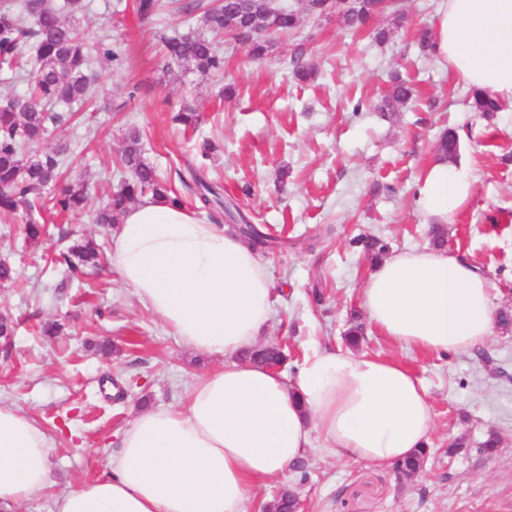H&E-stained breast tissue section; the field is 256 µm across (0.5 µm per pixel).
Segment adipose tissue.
Segmentation results:
<instances>
[{
  "label": "adipose tissue",
  "instance_id": "1",
  "mask_svg": "<svg viewBox=\"0 0 512 512\" xmlns=\"http://www.w3.org/2000/svg\"><path fill=\"white\" fill-rule=\"evenodd\" d=\"M434 56L481 95L512 105V0H446ZM474 193L441 160L418 184L425 221L445 224ZM113 264L138 302L188 348L220 356L173 407L139 409L105 474L67 489L50 512H245L258 481L320 448L389 468L426 448L433 430L423 383L391 358L314 349L292 379L246 359L277 301L265 266L223 226L163 197L130 205ZM496 288L445 247L388 254L361 292L369 323L402 348L466 352L493 336ZM52 439L0 402V512H18L50 485Z\"/></svg>",
  "mask_w": 512,
  "mask_h": 512
}]
</instances>
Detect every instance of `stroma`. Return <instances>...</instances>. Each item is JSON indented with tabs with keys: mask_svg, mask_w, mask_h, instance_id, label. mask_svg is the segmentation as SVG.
<instances>
[{
	"mask_svg": "<svg viewBox=\"0 0 512 512\" xmlns=\"http://www.w3.org/2000/svg\"><path fill=\"white\" fill-rule=\"evenodd\" d=\"M108 2L88 0L79 29L91 44L111 31L125 62L94 59L91 113L53 130L42 149L68 143L67 175L106 189L126 175L119 159L130 131L171 182L210 141L207 179L281 242L261 258L279 295L261 342L284 349L283 375L293 376L310 342L345 348L344 332L358 321L359 352L397 359L429 392L435 428L415 479L314 451L306 470L259 482L247 512H263L285 488L299 512H512V330L451 355L394 346L366 323L360 294L371 266L349 245L359 234L385 238L395 251L430 245L415 189L440 157L442 132L456 130L449 163L470 172L475 192L447 225L446 245L496 284V308L512 303V110L470 111L447 65L420 54L417 31L435 23L445 0H401L404 23L383 16L370 31L304 15L301 0H275L300 12L297 34L279 38L259 61L236 45L224 71L209 76L168 66L163 56L161 34L189 28L182 16L166 9L144 19L130 7L111 29ZM377 28L389 30L386 42L374 41ZM300 42L314 71L305 82L289 66ZM396 74L411 100L384 115L372 111ZM186 107L200 116L189 129L173 120ZM46 220L44 236L29 243L23 214L0 216V260L14 268L13 280L0 284V315L14 326L0 338V402L33 415L54 438L52 482L19 512H49L55 494L97 478L136 406L176 405L223 363L184 348L111 261L78 282L53 268L52 258L77 241L111 252L112 229L94 223L92 209ZM47 320L60 323L58 335L41 334ZM491 435L496 451L481 452Z\"/></svg>",
	"mask_w": 512,
	"mask_h": 512,
	"instance_id": "1",
	"label": "stroma"
}]
</instances>
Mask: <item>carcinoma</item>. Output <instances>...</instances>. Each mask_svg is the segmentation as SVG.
I'll use <instances>...</instances> for the list:
<instances>
[{"label": "carcinoma", "mask_w": 512, "mask_h": 512, "mask_svg": "<svg viewBox=\"0 0 512 512\" xmlns=\"http://www.w3.org/2000/svg\"><path fill=\"white\" fill-rule=\"evenodd\" d=\"M378 4L379 0H308L305 10L310 16H334L354 30L366 28L386 14L398 23L402 21L398 5L380 8ZM83 10L82 0H0V76L12 80L27 72L34 75L27 93L0 99V213L25 210L28 220L24 231L31 239L44 231L34 213L48 205L60 214L71 213L82 209L88 199V187L83 181L59 183L67 163V146L41 153L32 148L44 140L49 126L67 121L73 105L89 99L93 59L104 58L118 65L123 62V53L110 35H103L92 45L84 41L78 28V15ZM176 11L189 18L202 12L201 29L163 37L165 56L169 63L189 66L202 76L224 70V51L218 36L227 34L246 44L251 56L260 59L275 43L270 35L254 30V25L270 27L274 34H293L299 27L295 11L284 8L270 14L263 0H231L222 9L207 10L199 0H178ZM304 55L303 45L298 44L290 57L292 72L302 80L311 75ZM410 96L411 88L397 79L379 111L389 112ZM465 100L474 112L490 114L501 110L498 102L473 90L466 92ZM120 162L130 178L110 192L105 205L95 214V223H120L127 205L148 195L164 196L184 205L173 186L165 184L143 159L138 133L128 135ZM178 175L183 184L194 185L197 209L205 211L213 223L237 225L235 232L260 252L280 246L275 238L247 223L235 201L224 198L221 188L207 180L202 167L191 163ZM355 243L374 261L388 253L387 243L378 237L360 236ZM96 259V248L88 242L61 253L58 262L74 273L79 266ZM250 357L267 366L286 361V355L274 346L256 350Z\"/></svg>", "instance_id": "1"}]
</instances>
